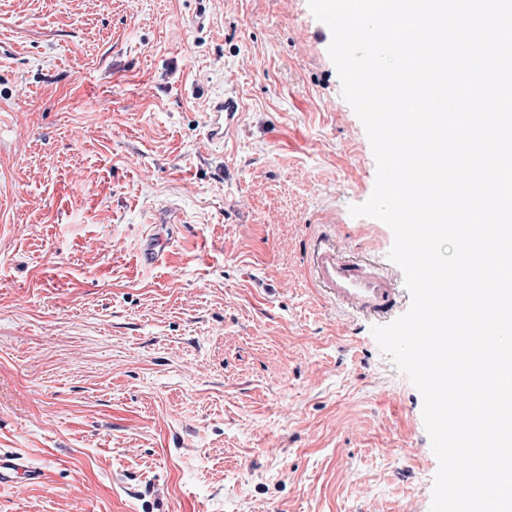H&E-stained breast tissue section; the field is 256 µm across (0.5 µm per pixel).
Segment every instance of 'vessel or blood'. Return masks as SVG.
Here are the masks:
<instances>
[{"instance_id":"vessel-or-blood-1","label":"vessel or blood","mask_w":512,"mask_h":512,"mask_svg":"<svg viewBox=\"0 0 512 512\" xmlns=\"http://www.w3.org/2000/svg\"><path fill=\"white\" fill-rule=\"evenodd\" d=\"M239 99L224 95L213 104L206 116L205 136L221 142L234 135ZM318 284L328 288L337 302L356 310L381 314L397 302L392 281L371 266L345 260L333 246H320L314 251ZM45 473L32 466L22 455L0 449V487L43 482Z\"/></svg>"}]
</instances>
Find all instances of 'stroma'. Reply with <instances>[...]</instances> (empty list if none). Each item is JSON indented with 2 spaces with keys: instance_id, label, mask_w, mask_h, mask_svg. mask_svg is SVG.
<instances>
[{
  "instance_id": "obj_1",
  "label": "stroma",
  "mask_w": 512,
  "mask_h": 512,
  "mask_svg": "<svg viewBox=\"0 0 512 512\" xmlns=\"http://www.w3.org/2000/svg\"><path fill=\"white\" fill-rule=\"evenodd\" d=\"M330 42L308 0H0V448L46 472L0 512H429L422 395L309 270L410 306ZM240 100L234 95L224 94L219 101L213 104L206 116L205 136L211 142H224V139L234 135ZM316 279L336 302L356 310L381 314L397 302L392 281L371 266L345 260L335 246L314 249Z\"/></svg>"
}]
</instances>
